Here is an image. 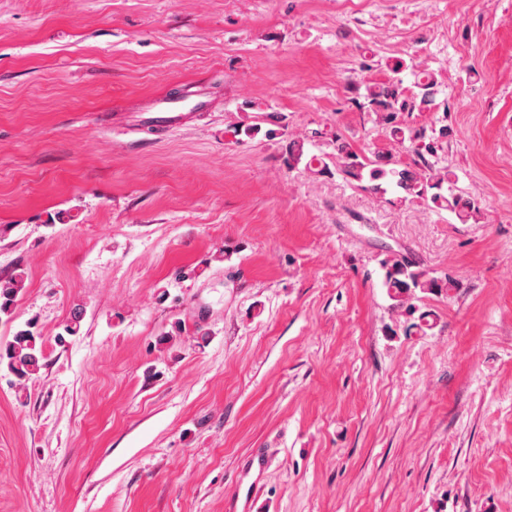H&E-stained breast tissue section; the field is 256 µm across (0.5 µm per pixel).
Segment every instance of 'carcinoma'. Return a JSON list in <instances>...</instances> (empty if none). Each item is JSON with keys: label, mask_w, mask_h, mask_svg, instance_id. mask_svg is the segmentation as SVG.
I'll list each match as a JSON object with an SVG mask.
<instances>
[{"label": "carcinoma", "mask_w": 512, "mask_h": 512, "mask_svg": "<svg viewBox=\"0 0 512 512\" xmlns=\"http://www.w3.org/2000/svg\"><path fill=\"white\" fill-rule=\"evenodd\" d=\"M402 64L392 68L393 76L382 82L365 87L362 94V110L374 112L385 125L388 147H375L368 151H357L342 138L331 140L332 156L336 158V172L350 182L366 184L375 194L385 195L390 191L402 194V199H416L432 210H448L461 222H466L476 211L473 202L460 195L443 193L444 187L456 181L454 171L437 168L427 160L442 146V137L447 129L417 128L398 119L407 112H431L437 108L436 82L431 75L414 72L413 88L403 87V80L397 77ZM410 144L421 159L423 167L402 161L396 147ZM327 155H307L304 144L293 141L288 145V166L306 162V167L319 173H328ZM384 270L383 284L389 297L403 305L416 291L439 294L455 287L454 279L445 275L435 277L421 269L417 263L398 255H390L381 261ZM26 272L20 270L11 277L0 279V314L10 315L17 295L24 288ZM46 339L37 324L28 321L18 328L12 339L0 346V367L16 377L22 386L38 379L45 366L44 345Z\"/></svg>", "instance_id": "obj_1"}]
</instances>
